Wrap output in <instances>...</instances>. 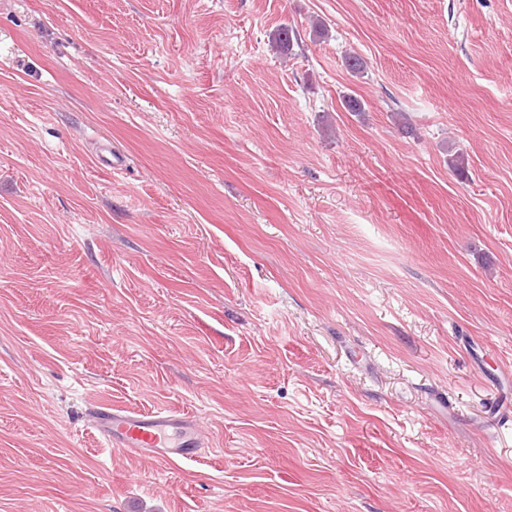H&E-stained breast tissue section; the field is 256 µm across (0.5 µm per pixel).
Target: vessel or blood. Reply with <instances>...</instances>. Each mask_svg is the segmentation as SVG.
Returning <instances> with one entry per match:
<instances>
[{
    "label": "vessel or blood",
    "mask_w": 512,
    "mask_h": 512,
    "mask_svg": "<svg viewBox=\"0 0 512 512\" xmlns=\"http://www.w3.org/2000/svg\"><path fill=\"white\" fill-rule=\"evenodd\" d=\"M91 426L104 447L165 464L196 461L207 446L194 416L176 409L143 412L101 404L91 415Z\"/></svg>",
    "instance_id": "vessel-or-blood-1"
}]
</instances>
